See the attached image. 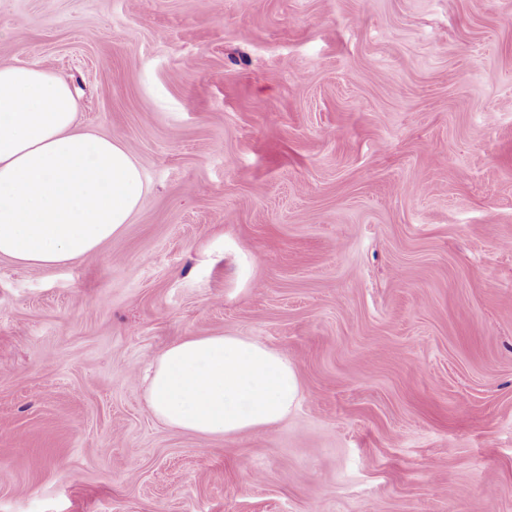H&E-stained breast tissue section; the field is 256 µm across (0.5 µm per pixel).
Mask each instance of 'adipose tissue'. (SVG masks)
Listing matches in <instances>:
<instances>
[{"instance_id": "ef3b65f1", "label": "adipose tissue", "mask_w": 512, "mask_h": 512, "mask_svg": "<svg viewBox=\"0 0 512 512\" xmlns=\"http://www.w3.org/2000/svg\"><path fill=\"white\" fill-rule=\"evenodd\" d=\"M76 113L65 77L0 61V258L37 268L86 258L148 194L122 141L77 131ZM149 367L152 415L200 438L277 425L301 394L285 355L242 336H189Z\"/></svg>"}]
</instances>
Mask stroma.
<instances>
[{"label": "stroma", "instance_id": "1", "mask_svg": "<svg viewBox=\"0 0 512 512\" xmlns=\"http://www.w3.org/2000/svg\"><path fill=\"white\" fill-rule=\"evenodd\" d=\"M1 60L151 191L0 259V512H512V0H0ZM220 333L292 361L286 420L150 414V360Z\"/></svg>", "mask_w": 512, "mask_h": 512}]
</instances>
